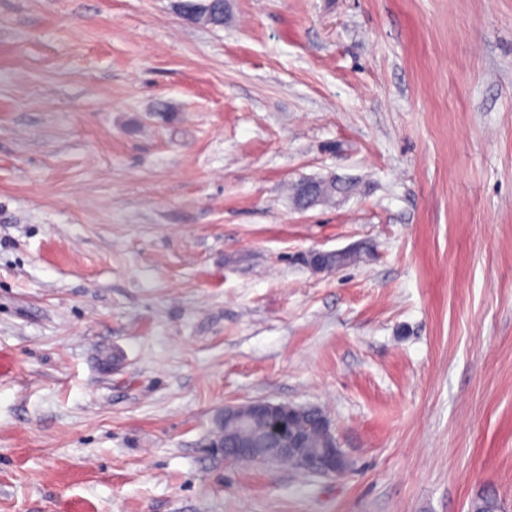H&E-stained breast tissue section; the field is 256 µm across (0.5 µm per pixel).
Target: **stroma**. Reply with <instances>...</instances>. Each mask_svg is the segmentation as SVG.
<instances>
[{"label": "stroma", "instance_id": "obj_1", "mask_svg": "<svg viewBox=\"0 0 512 512\" xmlns=\"http://www.w3.org/2000/svg\"><path fill=\"white\" fill-rule=\"evenodd\" d=\"M257 399L323 408L347 471L226 460ZM483 496L512 512V0H0V512ZM186 11L204 23L220 26L224 23V0H185Z\"/></svg>", "mask_w": 512, "mask_h": 512}]
</instances>
